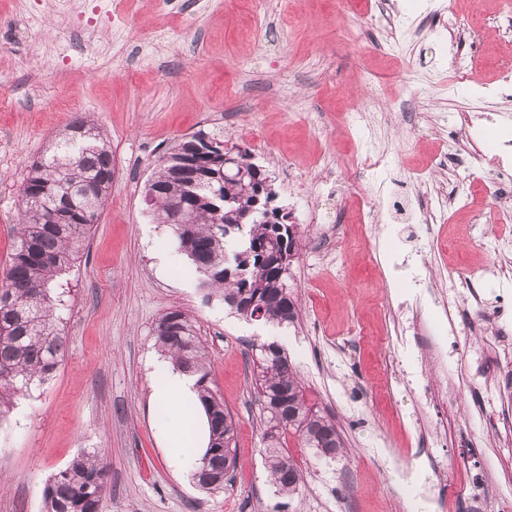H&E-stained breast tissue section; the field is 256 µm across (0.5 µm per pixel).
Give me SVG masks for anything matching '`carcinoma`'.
Listing matches in <instances>:
<instances>
[{"label":"carcinoma","instance_id":"carcinoma-1","mask_svg":"<svg viewBox=\"0 0 512 512\" xmlns=\"http://www.w3.org/2000/svg\"><path fill=\"white\" fill-rule=\"evenodd\" d=\"M198 132L178 142L155 165L148 190L154 218L170 224V206L187 197L182 170L200 161L203 178L192 196V223L171 224L181 251L203 277L202 284L224 299L238 301L236 314L253 317L249 305L265 307L263 322L282 326L295 321L297 301L290 291V265L301 241L293 224L271 223L251 214L255 193L224 179V148L200 159ZM116 173L112 149L100 128L77 118L58 133L50 154L28 169L21 186V210L9 266L0 279V416L36 382H47L64 356L65 336L53 311L51 283L69 271L92 222L99 217ZM158 351L174 366L196 377L208 427V443L198 469L214 478L213 489L236 468L232 453L236 425L224 399L211 386L203 346L191 318L180 308L167 311L154 327ZM258 399L263 415L266 464L278 491L299 493L301 471L288 453L292 433L324 461L343 453L334 422L311 403L284 348L257 345ZM106 470L101 459L82 455L47 483L45 512H101Z\"/></svg>","mask_w":512,"mask_h":512}]
</instances>
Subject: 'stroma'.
Masks as SVG:
<instances>
[{
	"instance_id": "35a3bbf8",
	"label": "stroma",
	"mask_w": 512,
	"mask_h": 512,
	"mask_svg": "<svg viewBox=\"0 0 512 512\" xmlns=\"http://www.w3.org/2000/svg\"><path fill=\"white\" fill-rule=\"evenodd\" d=\"M480 54L456 82L422 25L445 5ZM0 0V274L9 265L29 166L77 117L107 135L116 176L97 224L54 293L66 336L52 378L0 420V512H44L47 482L99 452L102 512H444V499L492 486L486 512L512 501V235L495 215L489 166L462 170L469 205L422 223L415 191L439 176L458 112H493L491 89L512 60L497 28L512 0H390L406 36L395 57L351 41L339 0ZM381 119L348 122L352 111ZM248 148L274 180L304 245L289 285L294 325L232 314L209 294L172 230L155 223L145 183L155 163L197 131ZM384 165L350 175L366 155ZM336 171L325 182L316 158ZM383 189L384 226L319 240ZM175 256L160 268L156 255ZM446 284L442 315L425 279ZM466 286H459V279ZM182 307L196 325L213 384L236 423L237 468L198 488L170 463L168 409L148 361L153 328ZM285 336L310 398L346 452L332 464L289 438L304 485L287 499L264 466L252 345Z\"/></svg>"
}]
</instances>
